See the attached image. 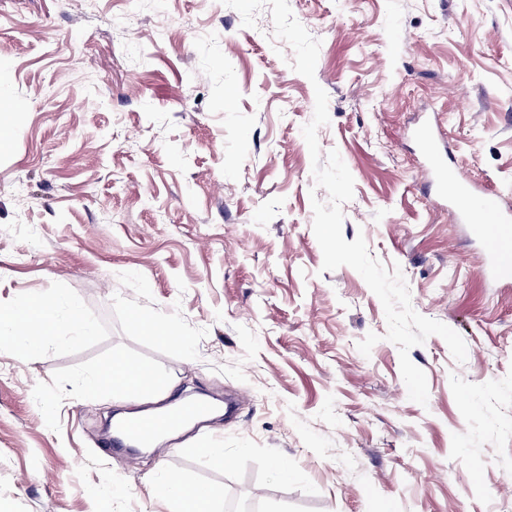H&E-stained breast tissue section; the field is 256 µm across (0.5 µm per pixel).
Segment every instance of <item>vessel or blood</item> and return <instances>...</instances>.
<instances>
[{
  "label": "vessel or blood",
  "mask_w": 512,
  "mask_h": 512,
  "mask_svg": "<svg viewBox=\"0 0 512 512\" xmlns=\"http://www.w3.org/2000/svg\"><path fill=\"white\" fill-rule=\"evenodd\" d=\"M418 140L424 157L422 172L434 188L435 203L448 206L457 222L467 225L481 244L480 275L511 284L512 263L504 261L503 253L512 247V213L502 209L493 191L477 186L449 164L447 148L431 124H423ZM208 410L207 403L195 400L158 419L135 417L120 422L113 428L108 449L116 452L132 445L148 447L160 434L176 430L188 419L204 415Z\"/></svg>",
  "instance_id": "obj_1"
}]
</instances>
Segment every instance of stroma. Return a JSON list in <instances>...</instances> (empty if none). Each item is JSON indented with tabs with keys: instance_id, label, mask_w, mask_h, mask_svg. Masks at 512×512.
<instances>
[{
	"instance_id": "obj_1",
	"label": "stroma",
	"mask_w": 512,
	"mask_h": 512,
	"mask_svg": "<svg viewBox=\"0 0 512 512\" xmlns=\"http://www.w3.org/2000/svg\"><path fill=\"white\" fill-rule=\"evenodd\" d=\"M289 5L321 42L311 80L266 8L247 28L219 0H0V309L53 293L92 326L0 348V512H176L170 478L218 489L214 512L232 491L262 512H512V285L479 278L414 139L436 117L512 203V0ZM318 86L320 152L354 179L345 240L466 343L462 363L437 335L411 349L427 405L362 276L322 268L302 134ZM116 363L152 371L154 396L114 389ZM197 391L236 394L235 417L134 463L102 454L112 410Z\"/></svg>"
}]
</instances>
